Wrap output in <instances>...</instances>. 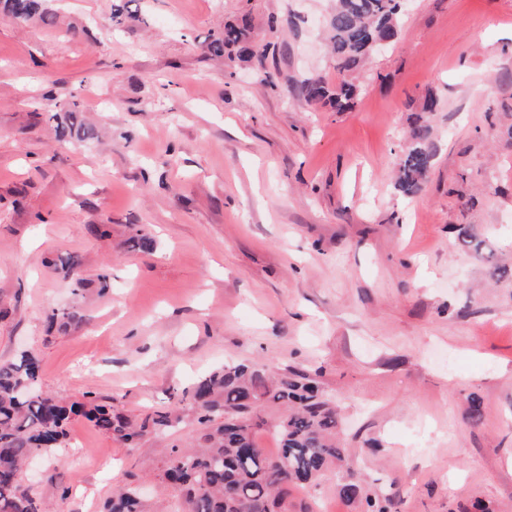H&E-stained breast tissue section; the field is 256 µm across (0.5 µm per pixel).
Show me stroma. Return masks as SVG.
<instances>
[{
    "instance_id": "1",
    "label": "stroma",
    "mask_w": 512,
    "mask_h": 512,
    "mask_svg": "<svg viewBox=\"0 0 512 512\" xmlns=\"http://www.w3.org/2000/svg\"><path fill=\"white\" fill-rule=\"evenodd\" d=\"M331 4L136 0L118 21L113 0H47L51 26L0 12V362L27 350L57 398L180 418L136 453L73 420L30 467L59 490L52 512H101L195 440L183 393L228 361L336 401L360 494L330 473L289 487L288 512H366L376 491L396 512H512V292L453 230L477 225L512 264V0H412L348 112L300 93L341 79ZM243 21L252 62L211 56ZM73 105L94 135L59 141ZM419 116L436 154L409 199L395 166ZM75 307L80 323L48 331Z\"/></svg>"
}]
</instances>
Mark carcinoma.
Returning a JSON list of instances; mask_svg holds the SVG:
<instances>
[{
	"label": "carcinoma",
	"mask_w": 512,
	"mask_h": 512,
	"mask_svg": "<svg viewBox=\"0 0 512 512\" xmlns=\"http://www.w3.org/2000/svg\"><path fill=\"white\" fill-rule=\"evenodd\" d=\"M0 2L20 21L37 16L52 24L56 18L46 9L39 10L38 0ZM400 16L397 0H336L327 19V32L338 71L353 72L369 60L376 53L373 41L398 33ZM208 50L215 57L228 51L241 61L251 60L248 27L225 26L223 35L212 40ZM356 91L346 80L334 89L322 80L308 81L301 88L307 101H327L339 112L354 106ZM56 130L60 140L75 130L93 136L74 108ZM408 140L395 188L412 198L422 192L432 166L429 125L415 124ZM457 232L459 241L480 252L481 236L470 226L461 224ZM485 270L493 283L512 286V268L491 261ZM47 319L50 325L65 330L77 324L80 315L76 310H53ZM184 396L198 414V441L188 448H171L154 474L160 485L182 499L181 512H285L282 486L314 489L329 464L347 461V449L336 447V410L303 374L269 376L251 364L228 363L198 378ZM266 404L285 408L273 425L280 441L275 458L265 456L252 438L254 416ZM74 416L84 417L132 452L139 451L146 434L174 427L172 416L161 412L134 423L90 393L81 402L61 401L42 390L37 358L21 351L14 360L0 363V512H49L51 493L37 492L27 484L25 465L35 456L62 447ZM140 487L137 480L114 488L102 512H151L149 498L142 496ZM366 504L368 512H394L393 500L380 493L366 497Z\"/></svg>",
	"instance_id": "obj_1"
}]
</instances>
